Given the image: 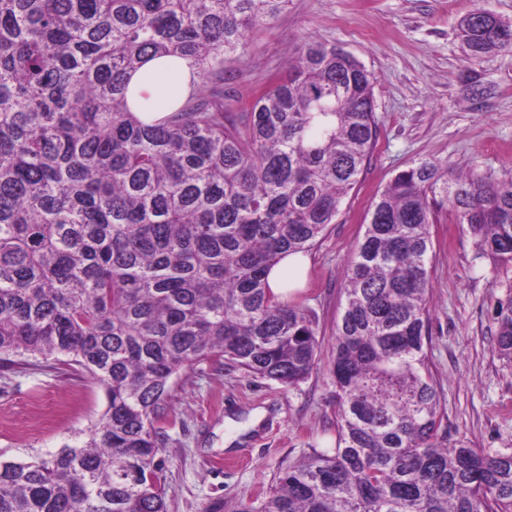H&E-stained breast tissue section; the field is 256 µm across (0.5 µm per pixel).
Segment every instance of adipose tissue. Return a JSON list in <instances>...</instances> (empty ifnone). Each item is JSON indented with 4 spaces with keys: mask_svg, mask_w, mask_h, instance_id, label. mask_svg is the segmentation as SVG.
Masks as SVG:
<instances>
[{
    "mask_svg": "<svg viewBox=\"0 0 512 512\" xmlns=\"http://www.w3.org/2000/svg\"><path fill=\"white\" fill-rule=\"evenodd\" d=\"M192 80V70L186 62L151 59L131 74L129 87L134 104L161 107L170 97L187 94ZM309 266L310 258L305 253L284 255L267 277L271 297L283 302L303 288Z\"/></svg>",
    "mask_w": 512,
    "mask_h": 512,
    "instance_id": "ef3b65f1",
    "label": "adipose tissue"
}]
</instances>
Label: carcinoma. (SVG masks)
<instances>
[{"mask_svg":"<svg viewBox=\"0 0 512 512\" xmlns=\"http://www.w3.org/2000/svg\"><path fill=\"white\" fill-rule=\"evenodd\" d=\"M288 0H0V356L76 365L100 419L55 453L6 460L0 512H167L156 427L174 379L206 360L293 386L318 323L269 296L280 256L336 223L378 140L376 77L308 43L244 112L224 57ZM477 7L474 55L512 49ZM187 61L198 81L161 119L128 75ZM512 262V179L420 161L371 202L345 273L331 373L336 447L236 512H512V454L445 444L426 347L429 232L443 207ZM495 348L512 361V296Z\"/></svg>","mask_w":512,"mask_h":512,"instance_id":"obj_1","label":"carcinoma"}]
</instances>
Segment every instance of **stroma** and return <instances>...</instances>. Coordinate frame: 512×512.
<instances>
[{
  "instance_id": "1",
  "label": "stroma",
  "mask_w": 512,
  "mask_h": 512,
  "mask_svg": "<svg viewBox=\"0 0 512 512\" xmlns=\"http://www.w3.org/2000/svg\"><path fill=\"white\" fill-rule=\"evenodd\" d=\"M483 6L512 24V0H288L271 23L250 28L224 59V109L238 111L285 71L308 42L341 47L377 78L379 139L360 185L310 250L295 302L319 321L311 375L294 386L204 361L181 373L159 423V480L168 512H235L261 503L280 469L336 444L330 373L344 276L374 194L412 162L501 181L512 177V50L472 55L459 23ZM485 93L473 99L471 83ZM431 321L427 354L442 393L449 442L512 454V362L494 348L497 311L512 296V263L479 253L468 226L441 211L430 228ZM104 391L56 361L0 363V451L22 458L73 442L103 413ZM264 418L225 447L227 422Z\"/></svg>"
}]
</instances>
